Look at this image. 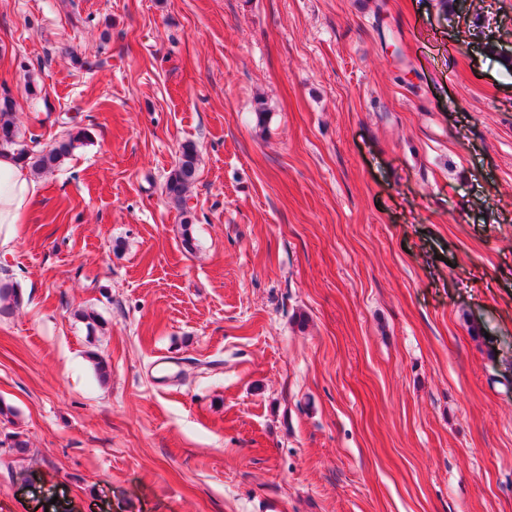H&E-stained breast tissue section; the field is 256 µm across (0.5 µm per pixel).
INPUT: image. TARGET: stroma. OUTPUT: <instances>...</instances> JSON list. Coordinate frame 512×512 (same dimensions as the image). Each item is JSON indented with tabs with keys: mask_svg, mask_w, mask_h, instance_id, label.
Here are the masks:
<instances>
[{
	"mask_svg": "<svg viewBox=\"0 0 512 512\" xmlns=\"http://www.w3.org/2000/svg\"><path fill=\"white\" fill-rule=\"evenodd\" d=\"M3 89L91 139L0 245V512H512V0H0ZM199 153L194 144L187 143L181 148L180 155L173 170L170 172L165 192L174 206L183 210L186 203V193L193 183L199 166Z\"/></svg>",
	"mask_w": 512,
	"mask_h": 512,
	"instance_id": "1",
	"label": "stroma"
}]
</instances>
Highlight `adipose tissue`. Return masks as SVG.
Masks as SVG:
<instances>
[{"mask_svg":"<svg viewBox=\"0 0 512 512\" xmlns=\"http://www.w3.org/2000/svg\"><path fill=\"white\" fill-rule=\"evenodd\" d=\"M38 194L37 183L12 151H0V228L21 223Z\"/></svg>","mask_w":512,"mask_h":512,"instance_id":"1","label":"adipose tissue"}]
</instances>
